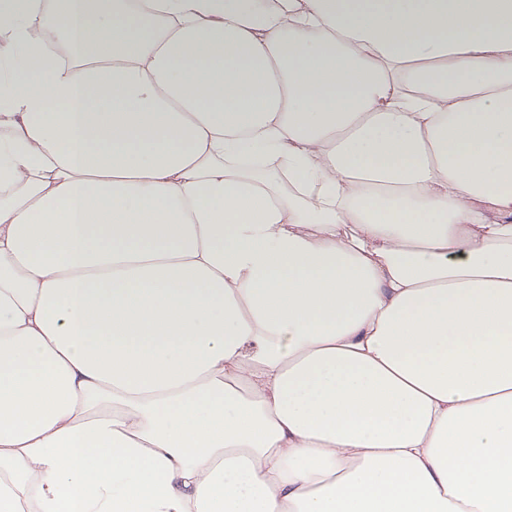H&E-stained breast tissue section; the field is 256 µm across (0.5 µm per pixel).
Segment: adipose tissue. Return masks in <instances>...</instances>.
<instances>
[{
    "mask_svg": "<svg viewBox=\"0 0 512 512\" xmlns=\"http://www.w3.org/2000/svg\"><path fill=\"white\" fill-rule=\"evenodd\" d=\"M0 128V512H512V0H0Z\"/></svg>",
    "mask_w": 512,
    "mask_h": 512,
    "instance_id": "1",
    "label": "adipose tissue"
}]
</instances>
